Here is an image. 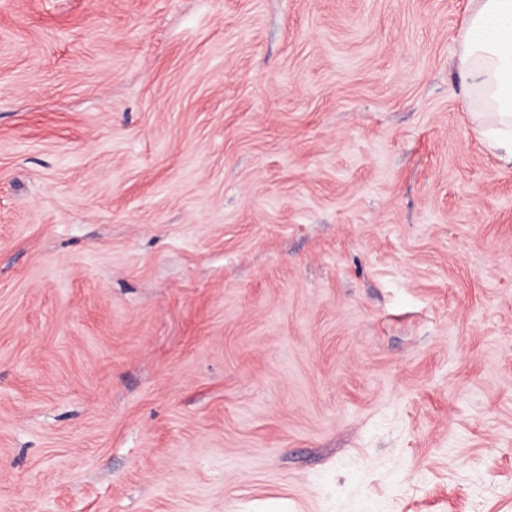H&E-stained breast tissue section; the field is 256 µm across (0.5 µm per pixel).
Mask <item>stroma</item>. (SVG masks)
Instances as JSON below:
<instances>
[{
	"label": "stroma",
	"mask_w": 512,
	"mask_h": 512,
	"mask_svg": "<svg viewBox=\"0 0 512 512\" xmlns=\"http://www.w3.org/2000/svg\"><path fill=\"white\" fill-rule=\"evenodd\" d=\"M468 6L0 0V512H512Z\"/></svg>",
	"instance_id": "obj_1"
}]
</instances>
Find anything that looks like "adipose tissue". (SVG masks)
<instances>
[{
    "mask_svg": "<svg viewBox=\"0 0 512 512\" xmlns=\"http://www.w3.org/2000/svg\"><path fill=\"white\" fill-rule=\"evenodd\" d=\"M459 72L467 95L480 101L481 135L512 164V0H471Z\"/></svg>",
    "mask_w": 512,
    "mask_h": 512,
    "instance_id": "1",
    "label": "adipose tissue"
}]
</instances>
